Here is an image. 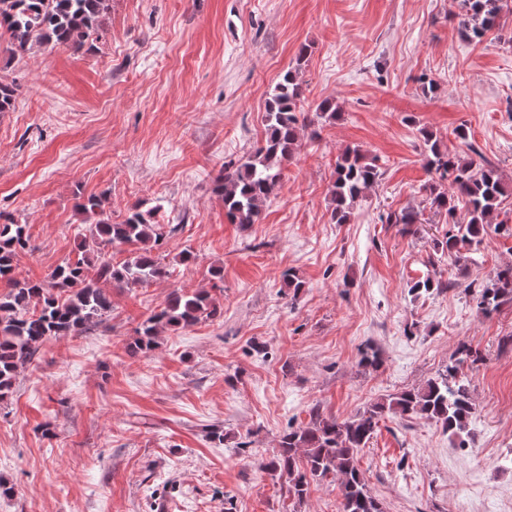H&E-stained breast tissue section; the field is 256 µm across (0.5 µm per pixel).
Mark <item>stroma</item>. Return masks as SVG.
I'll list each match as a JSON object with an SVG mask.
<instances>
[{"instance_id":"1","label":"stroma","mask_w":512,"mask_h":512,"mask_svg":"<svg viewBox=\"0 0 512 512\" xmlns=\"http://www.w3.org/2000/svg\"><path fill=\"white\" fill-rule=\"evenodd\" d=\"M459 12L460 0H112L79 50L21 55L0 40V82L18 89L0 112V223L30 234L16 279L76 260L93 222L77 204L91 195L113 222L138 203L176 226L158 249L168 278L113 286L103 324L44 343L19 369L0 402V479L15 487L0 512H341L337 477L300 503L266 470L280 436L424 385L462 344L479 355L463 367L469 437L388 417L358 467L385 512H512V300L488 316L475 300L512 264V195L479 262L449 260L452 220L432 204L422 137L474 146L512 179V13L472 42ZM297 65L303 115L328 97L339 111L304 138L255 223H231L214 182L264 138L265 102ZM349 147L381 178L335 224ZM409 210L417 223H400ZM428 277L444 292L410 293ZM177 287L208 290L222 316L130 356ZM368 345L379 367L361 365Z\"/></svg>"}]
</instances>
